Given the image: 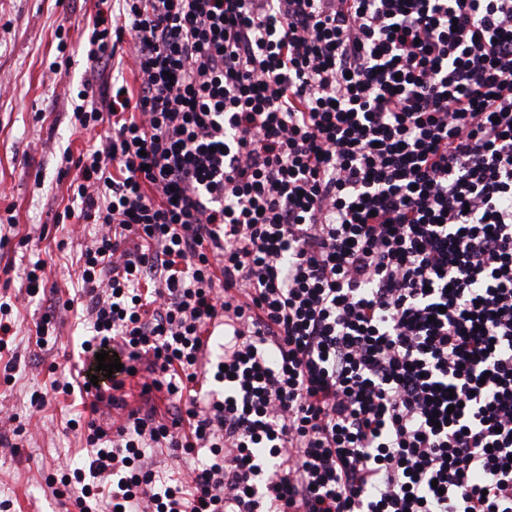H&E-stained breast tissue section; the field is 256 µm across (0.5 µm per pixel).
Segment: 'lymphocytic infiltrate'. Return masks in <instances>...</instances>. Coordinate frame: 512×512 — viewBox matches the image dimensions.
<instances>
[{
    "label": "lymphocytic infiltrate",
    "mask_w": 512,
    "mask_h": 512,
    "mask_svg": "<svg viewBox=\"0 0 512 512\" xmlns=\"http://www.w3.org/2000/svg\"><path fill=\"white\" fill-rule=\"evenodd\" d=\"M117 3L65 306L171 409L52 381L90 413L79 512H512V0ZM157 448L210 456L165 481Z\"/></svg>",
    "instance_id": "f902f5d3"
}]
</instances>
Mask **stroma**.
I'll list each match as a JSON object with an SVG mask.
<instances>
[{
    "label": "stroma",
    "instance_id": "obj_1",
    "mask_svg": "<svg viewBox=\"0 0 512 512\" xmlns=\"http://www.w3.org/2000/svg\"><path fill=\"white\" fill-rule=\"evenodd\" d=\"M96 11L95 0H0V211L11 208L15 227L0 241V303L11 307L14 334L9 352L0 354V405L20 424L38 421L42 434L11 436L0 447V500L11 512H78L72 494L55 495L60 470L84 458L79 433L65 423L77 411L79 396L51 394L55 377L83 370L85 325L81 312L63 304L76 294L72 261L85 245L70 224L56 223L68 202L67 188L76 175L63 159L87 143L71 124V98L85 78L80 31ZM59 71H51L52 62ZM46 236L32 248L20 241L34 228ZM48 262L51 305L30 299L15 273L36 259ZM55 310V332L37 342L36 323ZM45 394L41 410L30 405L33 392Z\"/></svg>",
    "mask_w": 512,
    "mask_h": 512
}]
</instances>
